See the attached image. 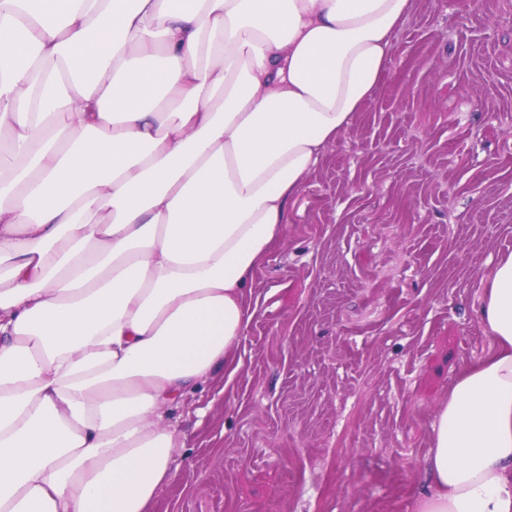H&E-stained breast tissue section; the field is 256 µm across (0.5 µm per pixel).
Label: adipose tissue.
I'll return each mask as SVG.
<instances>
[{"mask_svg":"<svg viewBox=\"0 0 512 512\" xmlns=\"http://www.w3.org/2000/svg\"><path fill=\"white\" fill-rule=\"evenodd\" d=\"M410 0H0V512H156L288 204ZM415 512H512V254Z\"/></svg>","mask_w":512,"mask_h":512,"instance_id":"ef3b65f1","label":"adipose tissue"}]
</instances>
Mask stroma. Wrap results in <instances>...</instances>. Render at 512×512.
Returning <instances> with one entry per match:
<instances>
[{
	"label": "stroma",
	"instance_id": "35a3bbf8",
	"mask_svg": "<svg viewBox=\"0 0 512 512\" xmlns=\"http://www.w3.org/2000/svg\"><path fill=\"white\" fill-rule=\"evenodd\" d=\"M509 254L512 0H411L255 271L236 369L185 405L158 512H413Z\"/></svg>",
	"mask_w": 512,
	"mask_h": 512
}]
</instances>
